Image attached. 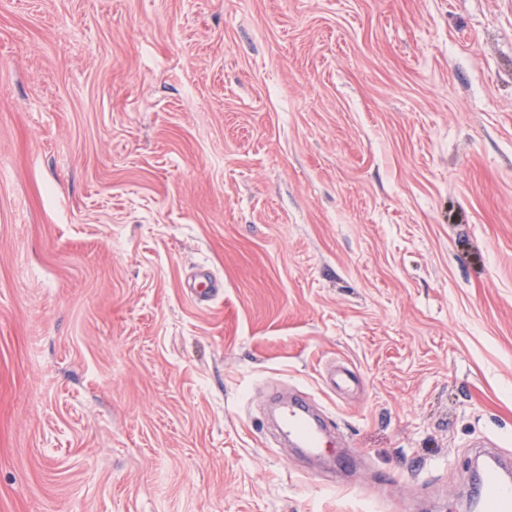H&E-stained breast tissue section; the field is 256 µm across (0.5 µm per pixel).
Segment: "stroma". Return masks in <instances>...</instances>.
I'll return each mask as SVG.
<instances>
[{
  "label": "stroma",
  "instance_id": "obj_1",
  "mask_svg": "<svg viewBox=\"0 0 512 512\" xmlns=\"http://www.w3.org/2000/svg\"><path fill=\"white\" fill-rule=\"evenodd\" d=\"M488 440L512 0H0V512H461ZM281 420L286 432L295 437L304 447L317 451L321 447L322 426L302 405H288L282 411Z\"/></svg>",
  "mask_w": 512,
  "mask_h": 512
}]
</instances>
